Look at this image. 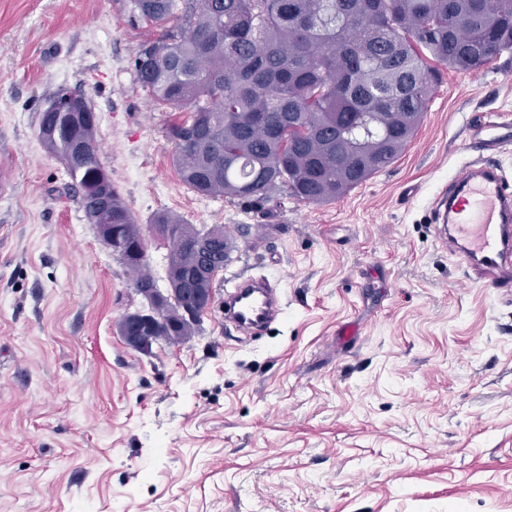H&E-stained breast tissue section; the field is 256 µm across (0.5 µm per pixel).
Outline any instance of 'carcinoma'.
Here are the masks:
<instances>
[{
  "mask_svg": "<svg viewBox=\"0 0 512 512\" xmlns=\"http://www.w3.org/2000/svg\"><path fill=\"white\" fill-rule=\"evenodd\" d=\"M311 20L302 30L288 4ZM149 24H180L143 43L134 65L143 87L177 113L167 135L180 138L174 164L187 186L252 210L283 196L323 204L393 164L428 111L439 76L435 61L477 72L512 50V0H132ZM293 112L298 126L271 133ZM340 128L345 136L328 130ZM39 137L61 157L82 191L85 217L95 201L84 191L103 176L96 116L75 125L44 112ZM84 145L88 152L70 158ZM112 223L125 240L141 228L112 182L104 183ZM171 250L167 272L198 266L188 241L193 233L168 214ZM231 246L214 242L210 276L224 269ZM135 284L161 319L152 332L169 341L195 333L183 299L162 300L146 266H131Z\"/></svg>",
  "mask_w": 512,
  "mask_h": 512,
  "instance_id": "cac0c4a2",
  "label": "carcinoma"
}]
</instances>
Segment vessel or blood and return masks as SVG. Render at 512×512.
<instances>
[{"label":"vessel or blood","mask_w":512,"mask_h":512,"mask_svg":"<svg viewBox=\"0 0 512 512\" xmlns=\"http://www.w3.org/2000/svg\"><path fill=\"white\" fill-rule=\"evenodd\" d=\"M436 220L451 251L469 262L483 287L512 289V187L496 165L467 166L439 192ZM284 304L278 287L264 278L236 281L224 292V319L245 331L277 322Z\"/></svg>","instance_id":"obj_1"}]
</instances>
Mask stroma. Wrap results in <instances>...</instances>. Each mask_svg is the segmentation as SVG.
I'll use <instances>...</instances> for the list:
<instances>
[{
    "mask_svg": "<svg viewBox=\"0 0 512 512\" xmlns=\"http://www.w3.org/2000/svg\"><path fill=\"white\" fill-rule=\"evenodd\" d=\"M162 33L131 0H0V512H512V295L470 279L431 212L472 125L512 121V53L442 69L391 166L268 217L181 181L134 68ZM61 87L97 116L153 275L157 214L231 240L185 342L121 335L142 299L39 138ZM258 274L284 316L249 335L220 306Z\"/></svg>",
    "mask_w": 512,
    "mask_h": 512,
    "instance_id": "35a3bbf8",
    "label": "stroma"
}]
</instances>
